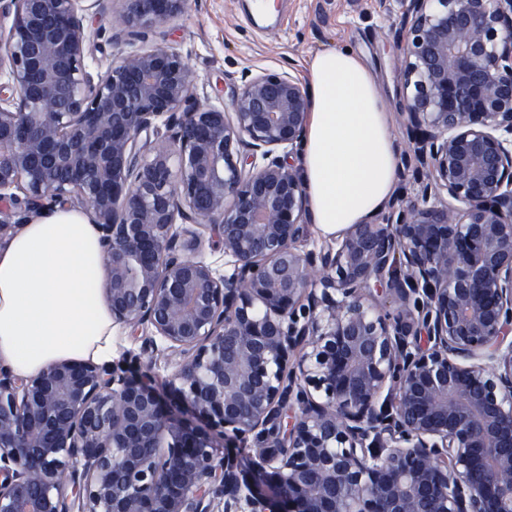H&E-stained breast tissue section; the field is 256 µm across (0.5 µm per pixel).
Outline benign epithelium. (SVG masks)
I'll return each instance as SVG.
<instances>
[{"instance_id":"7a95c632","label":"benign epithelium","mask_w":512,"mask_h":512,"mask_svg":"<svg viewBox=\"0 0 512 512\" xmlns=\"http://www.w3.org/2000/svg\"><path fill=\"white\" fill-rule=\"evenodd\" d=\"M123 2L143 41L186 4ZM396 2L422 199L304 249L293 70L228 112L161 43L87 69L112 0H0V246L85 212L113 323L179 357L164 395L138 358L0 365V512H512V0Z\"/></svg>"}]
</instances>
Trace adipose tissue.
I'll return each mask as SVG.
<instances>
[{
    "label": "adipose tissue",
    "instance_id": "ef3b65f1",
    "mask_svg": "<svg viewBox=\"0 0 512 512\" xmlns=\"http://www.w3.org/2000/svg\"><path fill=\"white\" fill-rule=\"evenodd\" d=\"M311 99L301 158L314 224L330 237L381 211L400 176L390 117L372 70L329 47L307 62ZM98 232L82 212L25 224L0 249V362L20 377L61 359L112 360V316L100 295Z\"/></svg>",
    "mask_w": 512,
    "mask_h": 512
}]
</instances>
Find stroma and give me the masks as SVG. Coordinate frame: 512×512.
Here are the masks:
<instances>
[{
    "instance_id": "stroma-1",
    "label": "stroma",
    "mask_w": 512,
    "mask_h": 512,
    "mask_svg": "<svg viewBox=\"0 0 512 512\" xmlns=\"http://www.w3.org/2000/svg\"><path fill=\"white\" fill-rule=\"evenodd\" d=\"M397 0H278L272 20L254 19L248 0H187L184 11L164 26V43L189 64L200 100L230 104L245 70L276 71L306 61L327 47L361 56L371 68L390 112L398 150H405L407 118L399 108L400 47L390 30L398 23ZM93 48L91 71H103L113 54L132 51L113 35L111 13L87 22Z\"/></svg>"
}]
</instances>
